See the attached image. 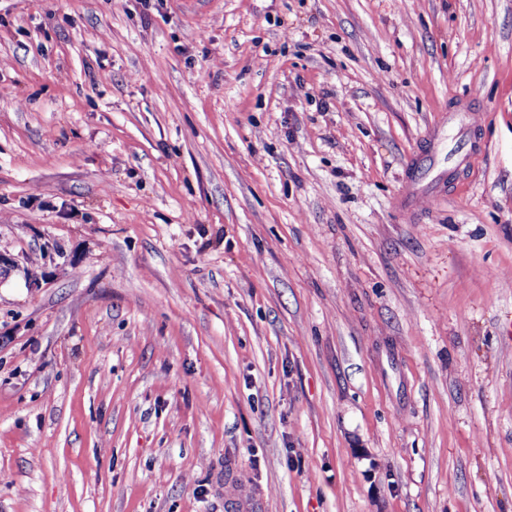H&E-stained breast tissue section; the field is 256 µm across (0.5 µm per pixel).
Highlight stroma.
<instances>
[{
    "label": "stroma",
    "instance_id": "35a3bbf8",
    "mask_svg": "<svg viewBox=\"0 0 512 512\" xmlns=\"http://www.w3.org/2000/svg\"><path fill=\"white\" fill-rule=\"evenodd\" d=\"M230 480L512 512V0H0V512Z\"/></svg>",
    "mask_w": 512,
    "mask_h": 512
}]
</instances>
